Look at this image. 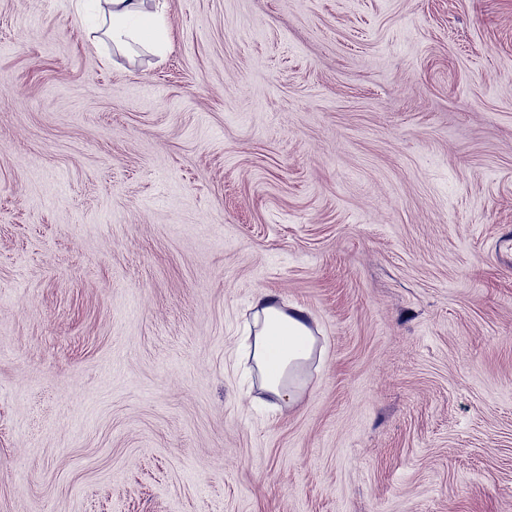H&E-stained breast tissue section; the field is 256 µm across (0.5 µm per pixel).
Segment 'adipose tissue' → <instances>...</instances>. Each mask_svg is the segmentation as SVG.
I'll return each mask as SVG.
<instances>
[{
    "label": "adipose tissue",
    "mask_w": 512,
    "mask_h": 512,
    "mask_svg": "<svg viewBox=\"0 0 512 512\" xmlns=\"http://www.w3.org/2000/svg\"><path fill=\"white\" fill-rule=\"evenodd\" d=\"M103 33L113 47L128 51L138 46L164 52L167 34L161 11L148 0H99ZM251 358L261 390L288 403H297L304 388V368L315 355L317 338L308 325L309 311L262 291L252 302Z\"/></svg>",
    "instance_id": "obj_1"
}]
</instances>
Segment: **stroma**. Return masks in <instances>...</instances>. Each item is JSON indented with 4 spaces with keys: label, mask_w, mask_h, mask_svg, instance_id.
<instances>
[{
    "label": "stroma",
    "mask_w": 512,
    "mask_h": 512,
    "mask_svg": "<svg viewBox=\"0 0 512 512\" xmlns=\"http://www.w3.org/2000/svg\"><path fill=\"white\" fill-rule=\"evenodd\" d=\"M76 10L0 0V512H512V0ZM100 2L103 34L120 51L144 46L162 53L167 48V34L158 5L148 8L147 0H78ZM252 308L254 332L248 347L260 389L295 404L304 388V368L317 350V337L308 325L311 313L268 291L256 295Z\"/></svg>",
    "instance_id": "35a3bbf8"
}]
</instances>
